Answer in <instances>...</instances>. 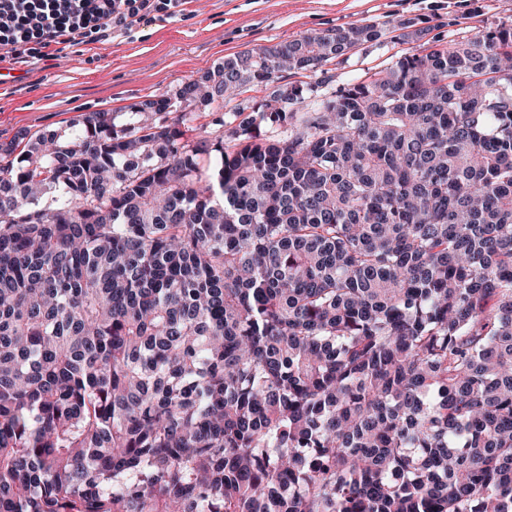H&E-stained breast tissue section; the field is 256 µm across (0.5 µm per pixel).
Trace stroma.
Here are the masks:
<instances>
[{"label": "stroma", "instance_id": "stroma-1", "mask_svg": "<svg viewBox=\"0 0 512 512\" xmlns=\"http://www.w3.org/2000/svg\"><path fill=\"white\" fill-rule=\"evenodd\" d=\"M512 20V0H186L181 16L74 46L38 62L0 65V143L22 128L57 129L88 112L124 111L202 76L224 57L360 20L412 21L448 40L476 20ZM408 43L360 47L338 74L390 65Z\"/></svg>", "mask_w": 512, "mask_h": 512}]
</instances>
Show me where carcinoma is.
<instances>
[{
	"label": "carcinoma",
	"mask_w": 512,
	"mask_h": 512,
	"mask_svg": "<svg viewBox=\"0 0 512 512\" xmlns=\"http://www.w3.org/2000/svg\"><path fill=\"white\" fill-rule=\"evenodd\" d=\"M426 36L0 144V512H512V23ZM398 32L388 34L387 41L381 45L374 46H362L353 50V54L342 66H333L328 64L324 66V69L338 67L336 70L337 74L341 75V79L357 76L368 69L373 71L383 69L391 64L393 55H401L412 50L415 47L414 43H390L389 37L397 35Z\"/></svg>",
	"instance_id": "carcinoma-1"
}]
</instances>
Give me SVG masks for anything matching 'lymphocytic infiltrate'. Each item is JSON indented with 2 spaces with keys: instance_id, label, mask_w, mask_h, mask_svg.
<instances>
[{
  "instance_id": "obj_1",
  "label": "lymphocytic infiltrate",
  "mask_w": 512,
  "mask_h": 512,
  "mask_svg": "<svg viewBox=\"0 0 512 512\" xmlns=\"http://www.w3.org/2000/svg\"><path fill=\"white\" fill-rule=\"evenodd\" d=\"M183 0H0V63L131 34L181 15Z\"/></svg>"
}]
</instances>
